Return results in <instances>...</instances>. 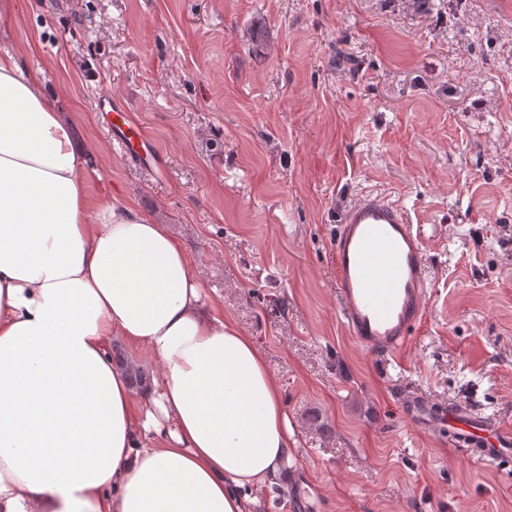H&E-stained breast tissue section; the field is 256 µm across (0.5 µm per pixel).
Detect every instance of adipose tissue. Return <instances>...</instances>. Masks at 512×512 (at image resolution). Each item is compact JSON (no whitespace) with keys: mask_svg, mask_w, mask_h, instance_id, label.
Masks as SVG:
<instances>
[{"mask_svg":"<svg viewBox=\"0 0 512 512\" xmlns=\"http://www.w3.org/2000/svg\"><path fill=\"white\" fill-rule=\"evenodd\" d=\"M42 79L0 52V512H248L296 444L179 239L90 197ZM147 349L136 387L114 355Z\"/></svg>","mask_w":512,"mask_h":512,"instance_id":"1","label":"adipose tissue"}]
</instances>
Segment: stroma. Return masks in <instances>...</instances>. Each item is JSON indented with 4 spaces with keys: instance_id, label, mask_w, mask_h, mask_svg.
Segmentation results:
<instances>
[{
    "instance_id": "35a3bbf8",
    "label": "stroma",
    "mask_w": 512,
    "mask_h": 512,
    "mask_svg": "<svg viewBox=\"0 0 512 512\" xmlns=\"http://www.w3.org/2000/svg\"><path fill=\"white\" fill-rule=\"evenodd\" d=\"M4 49L87 143L92 195L167 225L278 381L297 443L254 512H512V465L407 408L512 427V0H20ZM103 93L151 160L114 144ZM367 190L410 210L433 277L388 360L336 294L339 219Z\"/></svg>"
}]
</instances>
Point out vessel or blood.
Listing matches in <instances>:
<instances>
[{"label": "vessel or blood", "instance_id": "1", "mask_svg": "<svg viewBox=\"0 0 512 512\" xmlns=\"http://www.w3.org/2000/svg\"><path fill=\"white\" fill-rule=\"evenodd\" d=\"M114 140L141 157L147 138L128 108L101 96ZM339 312L351 336L372 353L390 356L420 321L431 286L423 244L402 207L367 195L345 211L334 239ZM450 445L486 464L512 461V430L456 410L448 412Z\"/></svg>", "mask_w": 512, "mask_h": 512}]
</instances>
